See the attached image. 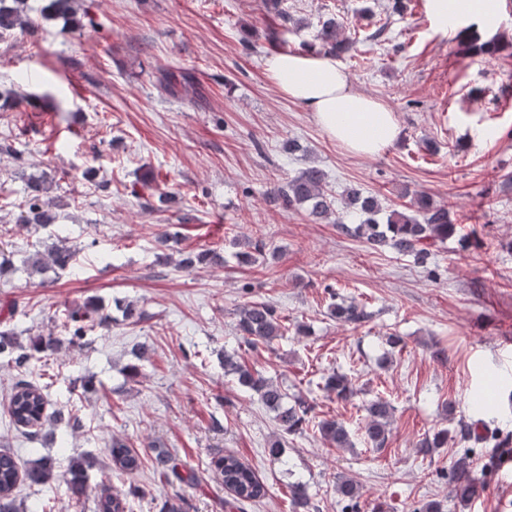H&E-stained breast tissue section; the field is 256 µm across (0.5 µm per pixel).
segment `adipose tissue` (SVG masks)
<instances>
[{"label": "adipose tissue", "mask_w": 512, "mask_h": 512, "mask_svg": "<svg viewBox=\"0 0 512 512\" xmlns=\"http://www.w3.org/2000/svg\"><path fill=\"white\" fill-rule=\"evenodd\" d=\"M269 79L287 98L313 113L331 137L356 156H374L400 134L392 111L380 100L355 91L333 56L313 51L268 58Z\"/></svg>", "instance_id": "adipose-tissue-1"}]
</instances>
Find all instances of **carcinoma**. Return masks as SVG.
Instances as JSON below:
<instances>
[{
	"label": "carcinoma",
	"mask_w": 512,
	"mask_h": 512,
	"mask_svg": "<svg viewBox=\"0 0 512 512\" xmlns=\"http://www.w3.org/2000/svg\"><path fill=\"white\" fill-rule=\"evenodd\" d=\"M29 11L28 0H0V36L26 27L31 22ZM322 40L325 53L334 56L349 52L353 44V40L340 36L336 23L332 21L324 24ZM26 191V209L21 217L22 222L34 224L41 229L54 226L56 217L43 199L46 192L44 181L38 178L31 179L26 185ZM272 198L285 208L304 206L308 215L314 219H323L334 210V201L326 189L324 172L315 166L305 168L284 185L275 188ZM344 204L346 209L350 210L354 223L350 226L340 225L342 232L363 239L374 250L389 247L411 256L416 264L423 267L434 257V247L437 243L443 242L455 231L450 208L446 205H437L425 196L417 197L415 202L421 218L394 211L385 224H379L374 219L381 210V204L372 194H365L357 188H352L347 192ZM50 235L56 238V241L43 251H34L25 259V264L36 272L74 267L77 251L67 246L56 232L52 231ZM266 255L267 244L261 239H256L248 243L246 250L239 252L238 260L251 264ZM215 258L216 254L211 252H187L182 254L178 267L190 271ZM331 311L349 323H358L367 318L364 306L354 300L347 305H335L331 307ZM122 316L132 325H138L146 319L145 311L133 302L122 305ZM108 321V313L96 303L68 311L65 314L67 342L71 345L84 344L87 332L96 326H105ZM237 330L248 346L256 348L283 336L288 331V326L285 324V317L281 316L276 307L267 302L253 301L239 309ZM60 346L61 340L56 336H31L29 342L24 345L12 331H0V359H6L7 363L13 364L19 370L26 368L34 355L53 353ZM224 367L237 376L240 385L256 392L260 401L276 413L281 433L290 435L303 429L311 412V407L306 401L300 399L291 407L286 405V393L280 386L265 380L231 355L224 357ZM47 388L48 385L45 383L34 382L24 377L15 381L11 387L7 410L9 424L31 441H37L42 437L46 424L52 419L66 422L73 430L81 428L79 417L71 412L65 414L57 411L53 416L46 413ZM325 388L336 394V398L345 401L357 394L353 383L345 375L328 376L325 378ZM393 410L394 407L381 398L367 406L369 419L365 426V435L377 450L385 445L387 426ZM316 429L332 447H354L347 428L334 419L319 420ZM447 441L448 430H439L419 442V453L427 456L434 449L443 447ZM108 452L116 470L133 474L141 466L138 454L119 438L112 439ZM155 463L157 471L166 482L176 481L185 486L195 484V474L185 470L177 456L160 450L156 453ZM214 465L222 476L224 487L233 493L235 501L255 502L268 494L266 485L254 470L238 457L219 456L215 459ZM93 466L94 461L89 457L74 458L69 462L64 477L73 498L79 500L88 494V472ZM54 470V461L45 459L39 465L22 471L14 453L0 449V512H18L14 491L20 482L27 480L32 484L46 483L53 478ZM452 484L453 499L459 503H468L478 493V486L471 476L468 455L464 454L458 458L452 472ZM336 493L346 502L345 508L355 509L360 489L353 480H339L336 483ZM288 499L292 512H309L314 508L308 488L302 482L288 485ZM96 507L97 512H132V505L125 494L112 493L105 489L97 494ZM162 512H188L186 497L179 491L175 492L165 500Z\"/></svg>",
	"instance_id": "obj_1"
}]
</instances>
